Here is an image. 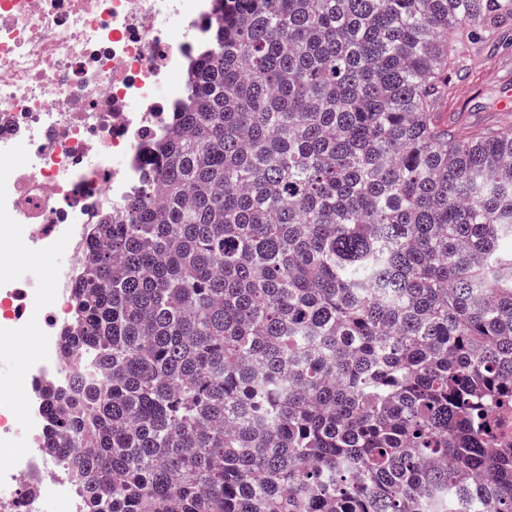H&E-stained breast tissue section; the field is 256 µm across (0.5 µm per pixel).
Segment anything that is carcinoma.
Listing matches in <instances>:
<instances>
[{"label":"carcinoma","mask_w":512,"mask_h":512,"mask_svg":"<svg viewBox=\"0 0 512 512\" xmlns=\"http://www.w3.org/2000/svg\"><path fill=\"white\" fill-rule=\"evenodd\" d=\"M92 226L52 453L87 512H512V132L448 125L512 0H218ZM497 436L495 448H508L512 445V408L499 410L494 414Z\"/></svg>","instance_id":"obj_1"}]
</instances>
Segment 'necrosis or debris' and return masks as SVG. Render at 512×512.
<instances>
[{
	"label": "necrosis or debris",
	"mask_w": 512,
	"mask_h": 512,
	"mask_svg": "<svg viewBox=\"0 0 512 512\" xmlns=\"http://www.w3.org/2000/svg\"><path fill=\"white\" fill-rule=\"evenodd\" d=\"M215 0H0V350L27 401L0 390V512L86 502L43 440L45 386L74 387L85 359L62 334L92 224L142 180ZM183 35L174 38L172 27ZM168 95H161V88ZM46 286L28 308L29 289ZM35 337L24 348L26 337Z\"/></svg>",
	"instance_id": "4bbe7bcc"
}]
</instances>
